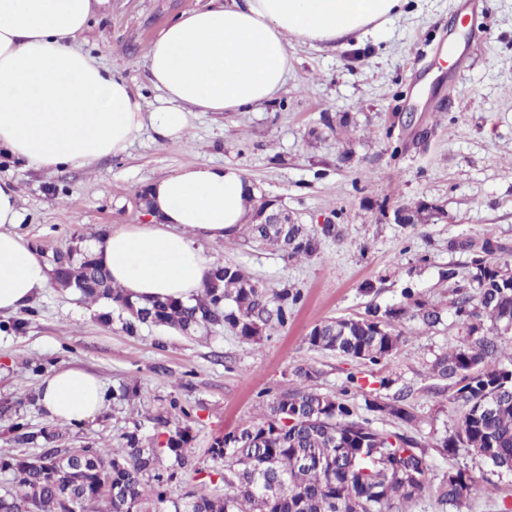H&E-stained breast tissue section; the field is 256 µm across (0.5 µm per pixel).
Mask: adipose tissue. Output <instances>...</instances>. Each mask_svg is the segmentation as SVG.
Instances as JSON below:
<instances>
[{
	"mask_svg": "<svg viewBox=\"0 0 512 512\" xmlns=\"http://www.w3.org/2000/svg\"><path fill=\"white\" fill-rule=\"evenodd\" d=\"M102 2L0 0V152L23 166L88 168L124 154L143 127L179 140L199 113L270 103L288 80L291 39L347 45L400 17L407 0H208L151 41L143 65L153 108L74 42ZM254 192L236 168H182L150 184L147 220L112 227L92 253L130 300L194 304L213 268L202 241L233 237ZM19 222L15 186L0 179V314L29 308L51 283ZM106 397L99 377L74 367L53 369L39 389L44 416L75 426Z\"/></svg>",
	"mask_w": 512,
	"mask_h": 512,
	"instance_id": "ef3b65f1",
	"label": "adipose tissue"
}]
</instances>
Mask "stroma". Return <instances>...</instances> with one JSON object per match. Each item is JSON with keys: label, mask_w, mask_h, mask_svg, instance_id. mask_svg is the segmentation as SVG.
Masks as SVG:
<instances>
[{"label": "stroma", "mask_w": 512, "mask_h": 512, "mask_svg": "<svg viewBox=\"0 0 512 512\" xmlns=\"http://www.w3.org/2000/svg\"><path fill=\"white\" fill-rule=\"evenodd\" d=\"M206 0H105L74 37L98 63L123 77L154 104L157 93L141 59L159 30ZM291 73L275 101L247 112H203L186 141L161 143L143 128L128 150L89 169H20L0 154V178L17 189L20 231L45 260L117 224L144 222L141 197L151 182L193 165L243 171L269 199L309 225L319 240L311 257L287 258L244 237L207 242L218 265H237L260 285L293 288L303 299L286 324L259 340L242 341L224 328L187 336L165 327L127 332L110 303L92 307L73 288L51 287L35 302L27 329L0 331V456L36 454L9 431L16 417L46 427L29 402L44 369L75 366L98 375L111 397L84 426L61 422V446L117 448L126 431L156 437L154 421L132 424V408L154 412L177 399L192 411L187 454L199 467L214 438L244 426L260 411L261 393L300 388L298 367L312 368L313 385L349 392L360 415L364 395L350 378H388L383 400L402 394L416 416L407 426L377 417L375 428L414 437L431 465L422 496L395 502L391 512H455L438 499L444 473L473 475L464 512H498L512 504V472L494 468L464 448L443 455L465 412L448 381L432 374L435 359L458 345L464 329L455 315L456 284H467L471 255L449 249L458 238L492 239L512 265V0H409L405 14L362 42L331 49L292 40ZM456 95H449V84ZM421 201L437 204L429 223H394L392 214ZM330 230H323V220ZM455 268L457 281L445 273ZM413 289L442 321L425 328L403 319L401 349L373 366L310 349L316 324L359 317L368 308L400 307ZM133 387L134 402L116 400ZM494 485L487 496L484 488Z\"/></svg>", "instance_id": "obj_1"}]
</instances>
